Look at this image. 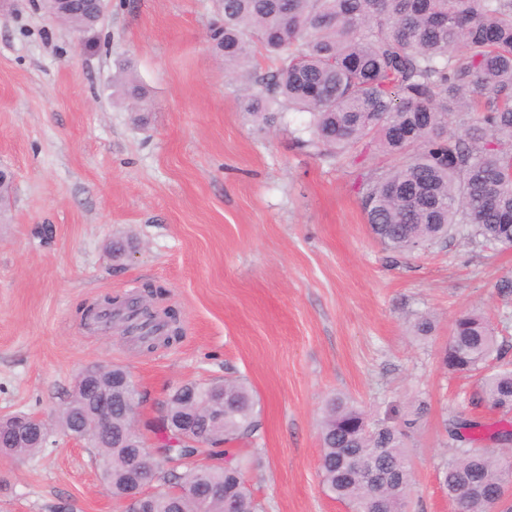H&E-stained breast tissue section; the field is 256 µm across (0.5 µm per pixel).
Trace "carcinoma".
Listing matches in <instances>:
<instances>
[{
    "label": "carcinoma",
    "mask_w": 512,
    "mask_h": 512,
    "mask_svg": "<svg viewBox=\"0 0 512 512\" xmlns=\"http://www.w3.org/2000/svg\"><path fill=\"white\" fill-rule=\"evenodd\" d=\"M207 30L226 77L242 81V112L259 129L307 114L298 143L338 166L373 147L396 165L367 182L361 204L376 240L388 251L413 254L460 234L482 248H512V0H215ZM84 32L95 30L97 0H73L56 15ZM268 64L251 66L256 50ZM119 97L146 112L147 96L124 64L112 79ZM441 362L452 372H477L482 399L504 416L491 428L454 416L446 431L450 455L438 469L455 512H495L496 495L512 486V457L466 448L477 433L512 446V362L491 321L475 310L457 315ZM179 330L140 336L145 351L171 343ZM135 382L112 402L108 427L78 394L56 421L64 432L84 431L96 451L112 497L122 499L126 449L117 447L130 425L125 407L138 406ZM174 387L165 414L205 419L207 445L236 442L258 428L249 386L224 380V418ZM415 420L389 414L372 421L343 394L326 403L321 424L320 474L326 491L352 512H405L414 488L407 440ZM22 459L44 447L20 446L8 431L0 447ZM142 475L155 489L151 512H169L174 474L147 454ZM196 486L176 500L175 512H260L240 460L185 477ZM224 485V500L201 496Z\"/></svg>",
    "instance_id": "cac0c4a2"
}]
</instances>
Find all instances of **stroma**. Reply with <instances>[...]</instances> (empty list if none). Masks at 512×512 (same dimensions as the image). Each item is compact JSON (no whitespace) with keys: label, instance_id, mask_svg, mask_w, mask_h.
<instances>
[{"label":"stroma","instance_id":"stroma-1","mask_svg":"<svg viewBox=\"0 0 512 512\" xmlns=\"http://www.w3.org/2000/svg\"><path fill=\"white\" fill-rule=\"evenodd\" d=\"M215 0H106L80 34L37 0L0 9V165L14 175L0 209V416L51 420L91 363L137 383L143 436L172 387L239 378L260 429L241 452L265 512H350L324 490L319 424L328 398L350 396L375 419L425 403L410 432L409 512H454L438 481L445 421L493 423L477 378L441 364L460 312L487 314L512 346V248L457 238L415 254L383 249L360 205L364 175L391 168L371 152L345 167L296 141L305 114L268 132L205 39ZM131 62L152 111L112 96ZM125 247L112 256L113 243ZM164 290L181 341L151 354L117 330L87 328L105 294ZM429 314L434 328L416 336ZM0 512H122L93 451L52 428L46 447L0 458Z\"/></svg>","mask_w":512,"mask_h":512}]
</instances>
